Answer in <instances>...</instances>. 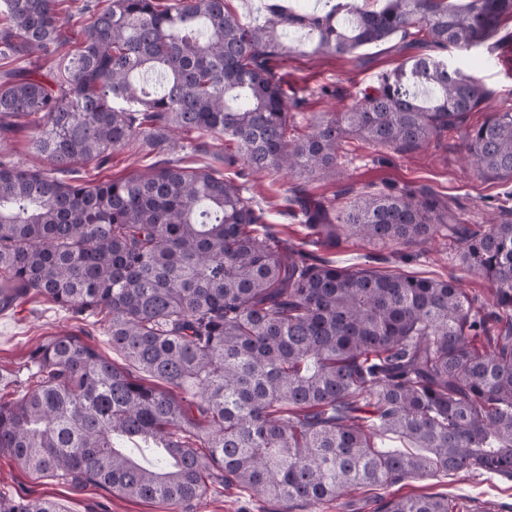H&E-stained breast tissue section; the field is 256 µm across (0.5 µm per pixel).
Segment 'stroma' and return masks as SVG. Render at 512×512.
Masks as SVG:
<instances>
[{"instance_id":"obj_1","label":"stroma","mask_w":512,"mask_h":512,"mask_svg":"<svg viewBox=\"0 0 512 512\" xmlns=\"http://www.w3.org/2000/svg\"><path fill=\"white\" fill-rule=\"evenodd\" d=\"M287 42L295 53L280 65L289 93L304 103L292 119L291 135H300L306 125L325 113L340 111L371 92L381 78L393 73L405 56L398 50L401 35L364 48L361 59L350 62L316 52L311 35L303 29L288 31ZM436 59L448 69L461 68L479 80L489 92L487 101L470 112L465 124L481 125L494 111L512 110V22L483 45L465 51L454 47L437 51ZM157 160L150 148H122L109 164L88 167L92 180L119 179L145 172ZM342 177L305 179L296 175L250 174L244 179L243 195L261 208L267 223L284 238L299 241L305 233L300 218L288 213V200L302 192L313 199L345 209L361 192L386 191L403 185H426L447 197L453 210L469 225L489 227L512 216V180L483 176L468 156L459 132L448 131L432 138L422 148L406 153L372 147L353 138L343 143L338 156ZM337 264L372 266L384 272L419 277L458 276L461 288L478 303L491 305L493 290L487 279L462 271L450 239L434 235L403 251L394 246L349 238L330 253ZM67 311L41 298L19 307L15 315H0V370L24 368L30 351L51 336L76 333ZM0 493L7 496H51L63 512H164L162 505L120 497L92 486L72 487L24 470L12 457L0 454ZM446 495L463 512H512V479L488 474L445 475L438 473L407 479L379 488H358L345 501H333L320 512H378L388 500L416 495ZM192 512H275L273 505L234 490L211 486Z\"/></svg>"}]
</instances>
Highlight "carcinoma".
I'll use <instances>...</instances> for the list:
<instances>
[{"label":"carcinoma","instance_id":"obj_1","mask_svg":"<svg viewBox=\"0 0 512 512\" xmlns=\"http://www.w3.org/2000/svg\"><path fill=\"white\" fill-rule=\"evenodd\" d=\"M69 35L63 0H0V133L26 118L44 171L0 155V313L42 297L100 331L125 363L83 336L32 350L26 391L0 399V453L64 484L185 512L219 483L317 512L357 487L471 472L512 478V220L461 226L427 187L365 192L328 219L289 199L310 238L289 244L243 184L182 165L185 132L222 138L224 168L317 178L341 142L398 151L463 130L478 170L512 179V111L462 129L488 92L428 54L411 56L346 111L288 135L302 100L275 71L316 33L351 60L400 33L469 49L512 20V0H353L323 15L272 9L242 22L226 0H109ZM70 47L62 52L64 47ZM173 155L144 173L90 181L124 147ZM443 231L461 264L496 288L484 310L456 285L336 266L315 250L341 238L409 246ZM161 450L149 465L118 448ZM0 512H62L51 498L0 494ZM384 512H457L446 495Z\"/></svg>","mask_w":512,"mask_h":512}]
</instances>
